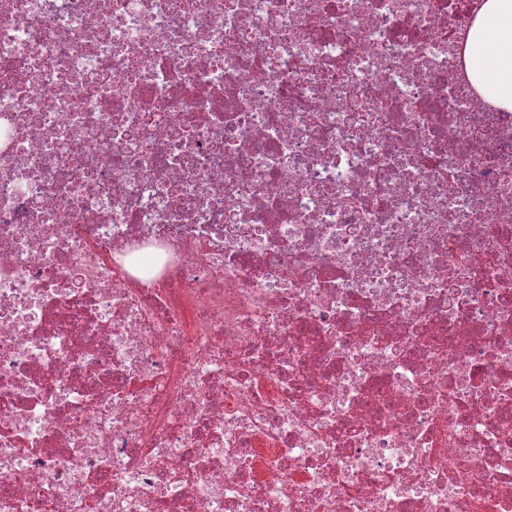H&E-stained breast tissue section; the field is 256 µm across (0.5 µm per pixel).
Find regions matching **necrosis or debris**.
<instances>
[{
	"mask_svg": "<svg viewBox=\"0 0 512 512\" xmlns=\"http://www.w3.org/2000/svg\"><path fill=\"white\" fill-rule=\"evenodd\" d=\"M481 4L0 0V512H512Z\"/></svg>",
	"mask_w": 512,
	"mask_h": 512,
	"instance_id": "obj_1",
	"label": "necrosis or debris"
}]
</instances>
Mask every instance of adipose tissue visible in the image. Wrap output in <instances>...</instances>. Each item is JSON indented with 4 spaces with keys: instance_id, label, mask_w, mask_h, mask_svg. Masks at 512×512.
Wrapping results in <instances>:
<instances>
[{
    "instance_id": "obj_1",
    "label": "adipose tissue",
    "mask_w": 512,
    "mask_h": 512,
    "mask_svg": "<svg viewBox=\"0 0 512 512\" xmlns=\"http://www.w3.org/2000/svg\"><path fill=\"white\" fill-rule=\"evenodd\" d=\"M465 62L481 100L512 112V0H483Z\"/></svg>"
}]
</instances>
